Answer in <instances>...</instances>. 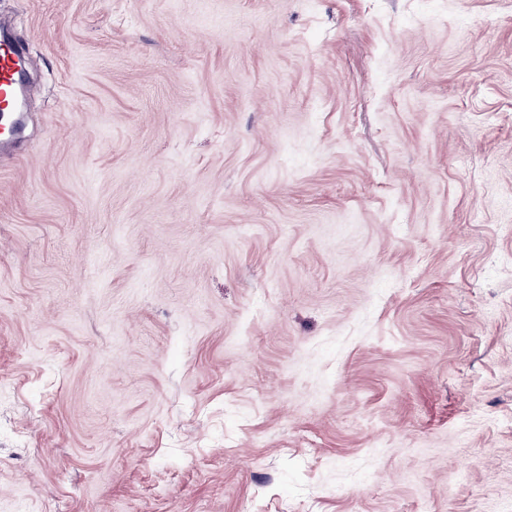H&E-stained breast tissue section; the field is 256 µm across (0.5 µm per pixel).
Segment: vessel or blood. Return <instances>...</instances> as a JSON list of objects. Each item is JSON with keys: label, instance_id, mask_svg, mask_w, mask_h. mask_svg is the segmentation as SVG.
I'll list each match as a JSON object with an SVG mask.
<instances>
[{"label": "vessel or blood", "instance_id": "obj_1", "mask_svg": "<svg viewBox=\"0 0 512 512\" xmlns=\"http://www.w3.org/2000/svg\"><path fill=\"white\" fill-rule=\"evenodd\" d=\"M24 54L20 44L0 36V142L20 124L17 107L37 92L24 78Z\"/></svg>", "mask_w": 512, "mask_h": 512}]
</instances>
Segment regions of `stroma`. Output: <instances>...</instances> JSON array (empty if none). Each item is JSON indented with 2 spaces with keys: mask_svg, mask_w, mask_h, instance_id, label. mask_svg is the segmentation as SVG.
<instances>
[{
  "mask_svg": "<svg viewBox=\"0 0 512 512\" xmlns=\"http://www.w3.org/2000/svg\"><path fill=\"white\" fill-rule=\"evenodd\" d=\"M0 18V512L512 502V0ZM23 47L0 35V153L6 136L18 129L20 114L15 112L22 99L37 93V87L24 79Z\"/></svg>",
  "mask_w": 512,
  "mask_h": 512,
  "instance_id": "obj_1",
  "label": "stroma"
}]
</instances>
